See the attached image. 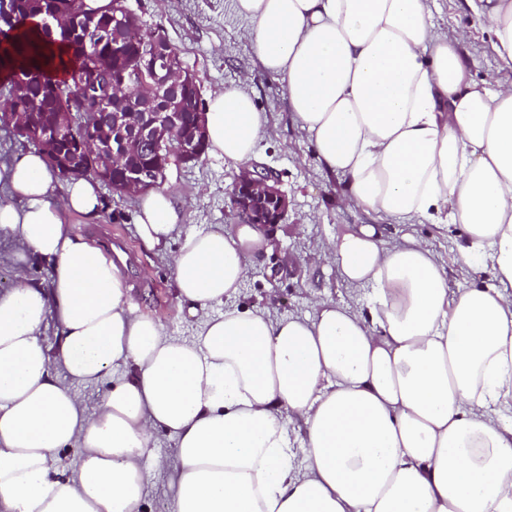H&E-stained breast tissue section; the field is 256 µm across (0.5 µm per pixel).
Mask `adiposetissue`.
<instances>
[{
  "label": "adipose tissue",
  "instance_id": "obj_1",
  "mask_svg": "<svg viewBox=\"0 0 512 512\" xmlns=\"http://www.w3.org/2000/svg\"><path fill=\"white\" fill-rule=\"evenodd\" d=\"M468 2L497 65L480 83L430 0H235L320 161L347 176V203L458 226L465 287L449 290L417 239L387 247L366 224L316 253L364 305L315 293L305 316L231 308L267 237L183 233V202L158 188L135 229L167 254L193 319L171 336L65 222L100 218L98 184L58 187L37 150L0 162V512H140L147 459L172 512H512V0ZM206 119L210 155L253 157L266 117L245 85L211 93ZM107 376L88 411L78 385ZM157 429L173 446L156 459ZM64 449L78 463L61 473Z\"/></svg>",
  "mask_w": 512,
  "mask_h": 512
}]
</instances>
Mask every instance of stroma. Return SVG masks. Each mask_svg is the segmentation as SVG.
Masks as SVG:
<instances>
[{"instance_id": "35a3bbf8", "label": "stroma", "mask_w": 512, "mask_h": 512, "mask_svg": "<svg viewBox=\"0 0 512 512\" xmlns=\"http://www.w3.org/2000/svg\"><path fill=\"white\" fill-rule=\"evenodd\" d=\"M129 7L147 25H160L181 51L185 64L197 76L203 95L247 79L248 90L266 117V129L257 146L255 163L276 170L280 189L289 207L282 224L271 228L272 248L249 259V277L231 306L260 305L272 317L307 315L311 293L355 305L359 298L342 282L335 270L318 265L313 254L327 242L362 224H384L386 245L411 235L422 241L446 265L448 286L464 283L456 262L457 228L431 224L398 223L356 207L346 206L343 196L348 178L327 170L318 160L307 134L288 108L281 79L256 61L250 41V23L234 10L233 0H127ZM437 27L456 37L466 32L462 55L474 77L486 79L496 63L489 43V27L476 23L466 0H431ZM237 174L223 158L205 155L199 161L171 168L166 185L176 196L187 199L183 230L208 231L233 223L230 187ZM103 210L99 220L88 223L77 216L65 222L95 245L104 239L123 245L131 264L122 273L133 288L140 308L160 317L172 336L189 334L193 320L181 313L171 286L173 274L164 255L144 251L135 234L138 200L102 187Z\"/></svg>"}]
</instances>
